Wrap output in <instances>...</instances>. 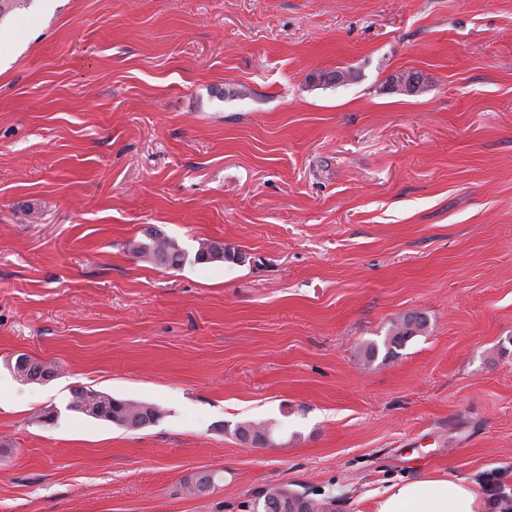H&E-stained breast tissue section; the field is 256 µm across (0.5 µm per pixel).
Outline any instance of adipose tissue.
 <instances>
[{
  "label": "adipose tissue",
  "mask_w": 512,
  "mask_h": 512,
  "mask_svg": "<svg viewBox=\"0 0 512 512\" xmlns=\"http://www.w3.org/2000/svg\"><path fill=\"white\" fill-rule=\"evenodd\" d=\"M486 503L462 479L421 475L376 493L372 512H485Z\"/></svg>",
  "instance_id": "1"
}]
</instances>
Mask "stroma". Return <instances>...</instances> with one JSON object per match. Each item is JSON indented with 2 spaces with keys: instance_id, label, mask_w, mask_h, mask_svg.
<instances>
[{
  "instance_id": "obj_1",
  "label": "stroma",
  "mask_w": 512,
  "mask_h": 512,
  "mask_svg": "<svg viewBox=\"0 0 512 512\" xmlns=\"http://www.w3.org/2000/svg\"><path fill=\"white\" fill-rule=\"evenodd\" d=\"M1 33L0 512H246L269 485L369 512L492 472L512 501V0H31ZM151 230L181 267L127 252ZM203 239L240 261L195 263ZM79 386L164 414L93 420ZM425 327V320L421 316H409L400 326H396L394 332L386 339L391 348L401 347L406 341L416 335ZM277 425L271 421L267 422H239L230 433L242 443L259 447H267L273 444V432Z\"/></svg>"
}]
</instances>
